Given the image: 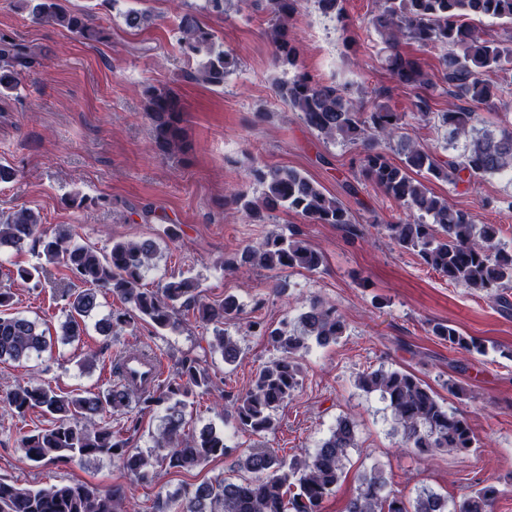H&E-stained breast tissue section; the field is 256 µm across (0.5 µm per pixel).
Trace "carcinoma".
I'll return each instance as SVG.
<instances>
[{"instance_id":"cac0c4a2","label":"carcinoma","mask_w":512,"mask_h":512,"mask_svg":"<svg viewBox=\"0 0 512 512\" xmlns=\"http://www.w3.org/2000/svg\"><path fill=\"white\" fill-rule=\"evenodd\" d=\"M302 0H269L273 15L270 37L275 63L298 67L299 48L289 35V24ZM17 8L39 22L58 25L84 40L100 42L108 38L102 26L88 23L82 10L67 8L62 0H16ZM130 29L149 25L145 11L122 14ZM484 19L512 25V0H379L370 24L386 35L384 62L402 86L422 89L417 97L416 115L424 122L437 118L452 141L463 140L459 154L443 159L435 152L413 143L405 135L402 117L386 105L368 110L355 102L344 89L315 81L300 73L277 87L279 96L299 113L311 130L331 141L340 140L359 148V176L378 186L408 211L406 218L385 226L389 237L404 251L415 254L448 282L474 292H483L506 308L507 291L512 289V251L500 242L495 224L476 227L469 212L456 208L429 187L434 180L456 187L474 185L491 175H512V128L496 134L477 128L481 107L500 104L499 87L491 75L512 68V31L486 38L478 27ZM183 48L201 57L193 79L222 86L224 77L236 64L224 51L214 33L185 14L178 27ZM415 44L421 49L442 47V80L446 93L457 103L444 112H431L430 82L420 62L407 56L402 47ZM33 48L0 34V94L18 85L20 71L29 67ZM144 112L152 124L154 146L161 154L187 149L184 106L170 88L149 86ZM401 147V164L392 163L388 150ZM253 178L266 185L262 200L255 201L236 192L232 200L253 221L262 223L266 214L282 209L294 212L311 224H339L352 228L356 220L343 202L327 193L315 180L294 168L255 167ZM30 250L43 254L50 263L66 269L55 297L64 302L65 321L57 339L67 344L81 335L85 318L108 293L128 305L127 312L108 316L96 323L99 331L112 335L135 321L147 322L159 331H173L189 318L213 326L215 346L224 362L236 361L239 348L224 335V324L239 318L240 304L228 295L211 305L199 300V283L193 277H172L154 290L141 281L156 258L151 240L114 241L110 251L82 244L61 230L52 234L43 228L38 212L22 208L0 219V248ZM324 255L304 241L276 232L256 246H246L240 256L223 261L237 269L257 264L270 271L302 269L316 271ZM44 268L18 267L16 277L42 284ZM14 295L0 288V359L28 358L52 346L46 332L36 322L10 314ZM301 335L283 327L271 328L260 322L250 328L276 348L281 356L264 366L233 406L237 426L252 434L276 429V413L299 386L297 355L308 341L319 346L337 342L346 331L336 308L319 298L309 302L299 317ZM434 336L452 349L482 354L483 343L463 335L451 324L431 325ZM357 387L365 393L378 392L388 402L405 444L420 455L436 450L468 451L479 447L467 419L448 410L433 389L416 374L404 369H374L361 373ZM214 389L208 368L196 358L185 357L175 364L173 374L152 390L120 383L104 391L59 394L48 385L24 384L0 394V411L23 417L38 409L51 417V425L21 435L19 447L38 466L73 459L108 457L119 463L131 478L146 482L153 463L182 471L209 459L227 454L224 436L209 426L199 432L186 431L187 399L196 392ZM136 400L142 410L166 405L162 431L151 454L129 448V439L96 423L108 409L118 410ZM357 422L347 416L337 419L329 437L304 459L288 457L275 450L258 447L238 459L239 469L250 477L233 482L226 479L204 481L192 488L159 493L152 512H323L325 500L336 491L343 475V461L355 447ZM382 472L373 469L361 479L357 494L346 512H493L498 490L492 485L475 488L457 501L434 493H423L413 502L385 491ZM130 497L122 485L99 490L82 482L58 483L41 488H22L0 478V512H131Z\"/></svg>"}]
</instances>
